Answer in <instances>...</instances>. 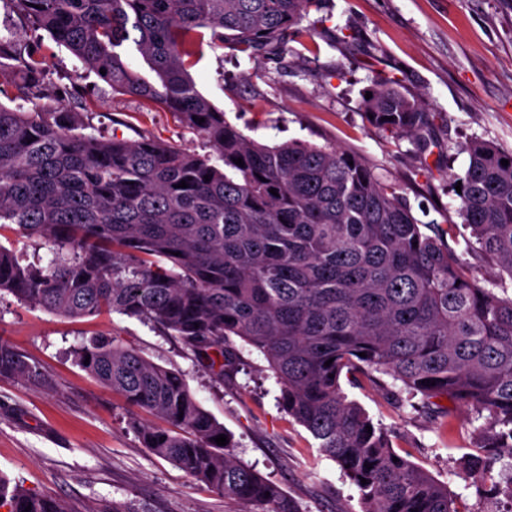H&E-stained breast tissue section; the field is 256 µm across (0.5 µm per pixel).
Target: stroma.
Returning <instances> with one entry per match:
<instances>
[{
	"instance_id": "obj_1",
	"label": "stroma",
	"mask_w": 512,
	"mask_h": 512,
	"mask_svg": "<svg viewBox=\"0 0 512 512\" xmlns=\"http://www.w3.org/2000/svg\"><path fill=\"white\" fill-rule=\"evenodd\" d=\"M305 38L285 54L257 57L208 49L189 69L198 90L246 137L273 146L300 139L354 154L382 183L397 187L414 216L450 232V246L481 284L501 278L477 251L458 213L454 176L478 138L512 153V0H322L299 23ZM46 91L25 98L22 74H0V105L53 111L71 102L83 134L148 138L201 156L206 140L171 112L113 92L40 32ZM399 82L433 117L424 149L373 125L363 97L379 80ZM104 336L179 372L199 404L229 432L233 458L276 483L301 512H363L355 485L310 433L277 404L279 386L263 356L237 341L246 367L216 383L180 339L112 312L73 319L0 294V339L52 379L0 377V477L28 493L62 500L69 512H232L223 496L143 448L130 408L76 361L85 340ZM344 391L388 431L393 448L447 485L466 512H512L502 489L512 459L492 477H467L465 461L481 421L455 409L452 435L436 413L412 407L400 384L344 383Z\"/></svg>"
}]
</instances>
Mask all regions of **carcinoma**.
Segmentation results:
<instances>
[{"label": "carcinoma", "mask_w": 512, "mask_h": 512, "mask_svg": "<svg viewBox=\"0 0 512 512\" xmlns=\"http://www.w3.org/2000/svg\"><path fill=\"white\" fill-rule=\"evenodd\" d=\"M7 2L112 90L152 101L202 134L224 168L154 140L75 134L77 114L64 102L46 113L0 106V227L16 224L55 246L43 266L23 265L0 245V292L71 318L118 312L148 322L177 336L218 383L238 370V337L263 354L280 407L343 468L363 512H463L447 486L395 451L341 383L389 376L443 415L445 434L452 411L438 399L485 415L466 465L487 475L492 461L512 458V297L478 285L444 236L423 233L396 188L355 155L299 140L252 142L188 73L204 45L288 51L294 28L322 0ZM128 41L158 83L130 67ZM4 68L24 72V95L41 92L36 51L0 34ZM371 93V122L424 148L433 116L392 82ZM466 151L469 164L454 178L459 215L512 279V154L480 139ZM183 180L188 187H178ZM76 359L131 407L165 422L134 421L152 454L240 512H300L276 483L232 458V437L215 442L224 426L181 374L113 339L90 340ZM4 375L48 383L0 341ZM28 506L66 512L0 477V508Z\"/></svg>", "instance_id": "cac0c4a2"}]
</instances>
